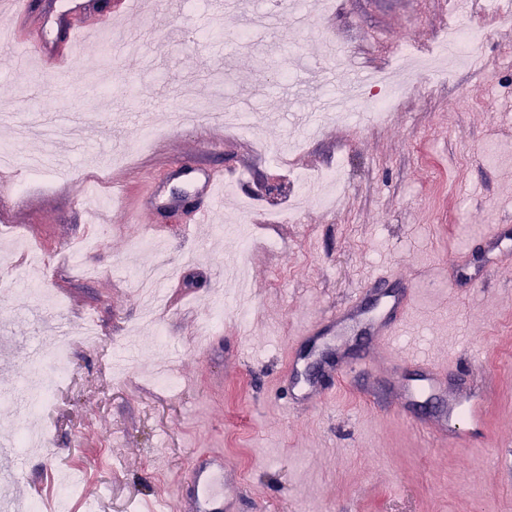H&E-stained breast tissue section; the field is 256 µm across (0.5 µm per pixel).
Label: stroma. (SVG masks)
Segmentation results:
<instances>
[{"mask_svg":"<svg viewBox=\"0 0 512 512\" xmlns=\"http://www.w3.org/2000/svg\"><path fill=\"white\" fill-rule=\"evenodd\" d=\"M304 6L308 27L284 11L276 31L253 27L245 40L225 12L217 44L193 27L212 0H143L138 13L102 0L135 51L111 57L85 39L64 69L36 74L37 112L17 105L27 83L0 72V145L42 162L5 174L17 191L0 205V472L21 456L29 501L51 503L45 476L67 471L81 476L76 512H184L191 472L220 449L241 474L235 512H512V257L472 288L449 266L481 252L489 225H512L511 25L480 0L475 66L432 73L416 63L442 56L450 0ZM327 41L369 68L403 70L382 120H369L376 90L343 121L321 114L331 89L313 54ZM87 73L90 97L76 82ZM120 78L136 100L115 90ZM180 103L195 122H166ZM98 170L112 195L88 224L76 201L86 187L71 176ZM208 174L224 178V207L188 239L205 203L195 182ZM149 178L157 195L145 199ZM225 224L251 225L250 246L218 234ZM20 240L45 260L34 297L18 290L29 273ZM228 252L246 267L247 318L232 310ZM162 262L172 275L150 313L125 272ZM390 266L421 289L396 338L402 362L374 364L370 346L355 349L320 376V403H294L289 356ZM218 305L224 319L209 323ZM58 322L70 329L71 373L60 382L41 367L54 392L33 418L28 353L52 351ZM417 354L452 356V384L497 376L482 441L437 440L415 427V408L386 406L389 382L417 373ZM164 364L174 386L154 380ZM32 428L44 448L18 453L13 441Z\"/></svg>","mask_w":512,"mask_h":512,"instance_id":"35a3bbf8","label":"stroma"}]
</instances>
